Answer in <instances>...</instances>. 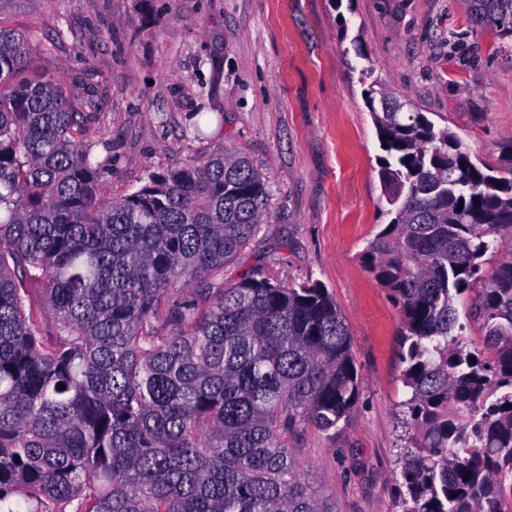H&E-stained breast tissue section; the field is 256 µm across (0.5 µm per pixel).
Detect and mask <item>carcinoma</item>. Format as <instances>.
I'll list each match as a JSON object with an SVG mask.
<instances>
[{
  "label": "carcinoma",
  "instance_id": "obj_1",
  "mask_svg": "<svg viewBox=\"0 0 512 512\" xmlns=\"http://www.w3.org/2000/svg\"><path fill=\"white\" fill-rule=\"evenodd\" d=\"M465 2L512 40V0ZM38 49L0 21V512H332L286 438L356 404L336 301L224 283L265 178L226 151L102 197L93 100L33 73ZM366 102L391 219L361 258L400 308L411 389L400 512H512V257L478 291L483 349L456 307L512 243V148L475 162L423 113Z\"/></svg>",
  "mask_w": 512,
  "mask_h": 512
}]
</instances>
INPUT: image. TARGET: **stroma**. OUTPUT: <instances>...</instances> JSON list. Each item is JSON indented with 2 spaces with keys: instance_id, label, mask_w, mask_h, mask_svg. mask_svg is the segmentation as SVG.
Returning a JSON list of instances; mask_svg holds the SVG:
<instances>
[{
  "instance_id": "stroma-1",
  "label": "stroma",
  "mask_w": 512,
  "mask_h": 512,
  "mask_svg": "<svg viewBox=\"0 0 512 512\" xmlns=\"http://www.w3.org/2000/svg\"><path fill=\"white\" fill-rule=\"evenodd\" d=\"M0 20L49 40L35 72L88 89L105 197L226 150L266 177L268 211L224 280L323 285L361 380L348 420L288 445L333 512H398L410 392L400 309L361 259L389 221L365 92L497 165L512 144V41L473 26L463 0H0Z\"/></svg>"
}]
</instances>
